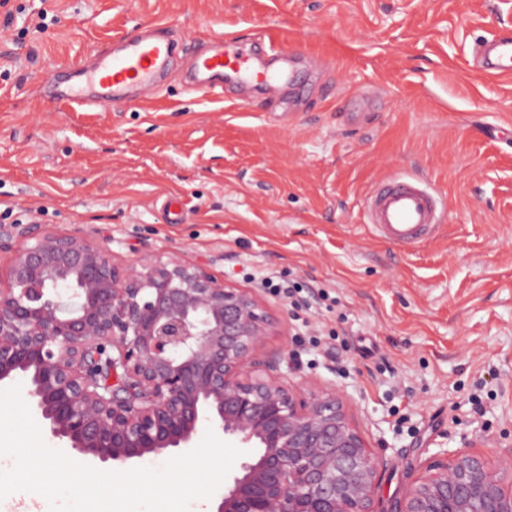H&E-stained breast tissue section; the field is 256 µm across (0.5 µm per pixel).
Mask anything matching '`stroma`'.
Listing matches in <instances>:
<instances>
[{"instance_id": "obj_1", "label": "stroma", "mask_w": 512, "mask_h": 512, "mask_svg": "<svg viewBox=\"0 0 512 512\" xmlns=\"http://www.w3.org/2000/svg\"><path fill=\"white\" fill-rule=\"evenodd\" d=\"M0 23V211L77 233L126 267L179 254L256 293L259 356L335 389L403 494L440 449L512 462V80L472 63L512 0H17ZM45 8L47 29L29 30ZM167 24L192 49L275 37L300 90L245 110L188 89L72 112L42 83L117 36ZM426 178L448 219L406 247L366 224L373 186ZM304 288L290 303L263 288Z\"/></svg>"}]
</instances>
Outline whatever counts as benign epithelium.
Listing matches in <instances>:
<instances>
[{"label": "benign epithelium", "mask_w": 512, "mask_h": 512, "mask_svg": "<svg viewBox=\"0 0 512 512\" xmlns=\"http://www.w3.org/2000/svg\"><path fill=\"white\" fill-rule=\"evenodd\" d=\"M0 288V383L22 378L52 437L102 464L191 447L209 424L260 453L215 512H512V473L443 449L403 496L331 390L287 387L257 357L276 322L260 299L177 254L121 269L79 234L29 230ZM108 353L112 389L88 356Z\"/></svg>", "instance_id": "obj_1"}]
</instances>
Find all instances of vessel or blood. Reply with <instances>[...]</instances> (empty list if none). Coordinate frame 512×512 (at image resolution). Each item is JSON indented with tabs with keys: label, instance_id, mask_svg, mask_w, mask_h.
<instances>
[{
	"label": "vessel or blood",
	"instance_id": "b4317fda",
	"mask_svg": "<svg viewBox=\"0 0 512 512\" xmlns=\"http://www.w3.org/2000/svg\"><path fill=\"white\" fill-rule=\"evenodd\" d=\"M176 51L162 25L149 31H135L113 40L96 54L90 67L70 66L64 75L47 82L52 100L71 110L117 105L128 100L130 92L150 98L166 78ZM474 62L484 72L512 73V39L491 37L476 44ZM187 81L198 90L223 94L225 86L250 84L265 96L278 95L280 73L262 65L248 50L226 53L223 38L214 39L210 49L195 53ZM365 217L382 236L397 244L421 242L445 221L440 195L424 180L395 177L381 183L368 197Z\"/></svg>",
	"mask_w": 512,
	"mask_h": 512
}]
</instances>
